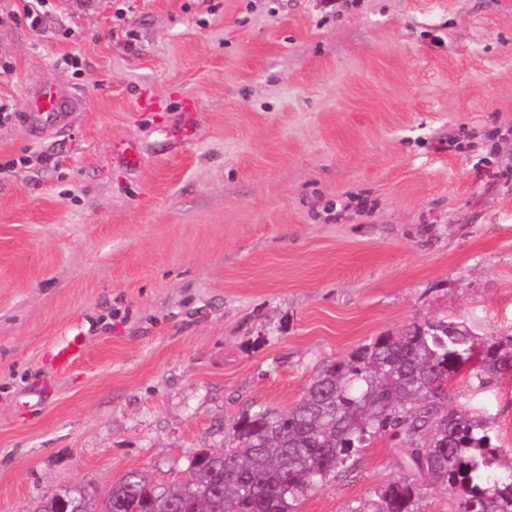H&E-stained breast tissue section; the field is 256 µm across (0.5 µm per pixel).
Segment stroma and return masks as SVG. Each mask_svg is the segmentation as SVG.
I'll use <instances>...</instances> for the list:
<instances>
[{
  "mask_svg": "<svg viewBox=\"0 0 512 512\" xmlns=\"http://www.w3.org/2000/svg\"><path fill=\"white\" fill-rule=\"evenodd\" d=\"M0 0V512L167 481L322 363L448 320L512 335V0ZM80 359L60 369V344ZM454 398L512 448V380ZM389 438L295 512L398 478ZM81 101L53 85L34 89L26 107L27 120L34 127L57 128L69 122L72 112L80 109Z\"/></svg>",
  "mask_w": 512,
  "mask_h": 512,
  "instance_id": "stroma-1",
  "label": "stroma"
}]
</instances>
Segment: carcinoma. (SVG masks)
I'll return each instance as SVG.
<instances>
[{"mask_svg":"<svg viewBox=\"0 0 512 512\" xmlns=\"http://www.w3.org/2000/svg\"><path fill=\"white\" fill-rule=\"evenodd\" d=\"M466 368L480 387L511 379L512 336L478 342L448 321L376 336L323 363L289 408L243 413L183 479L129 471L101 495L68 489L35 512H294L375 435L394 441L400 475L349 512H425L431 489L448 494V512H512V470L479 475L498 457L490 419L448 394Z\"/></svg>","mask_w":512,"mask_h":512,"instance_id":"1","label":"carcinoma"}]
</instances>
